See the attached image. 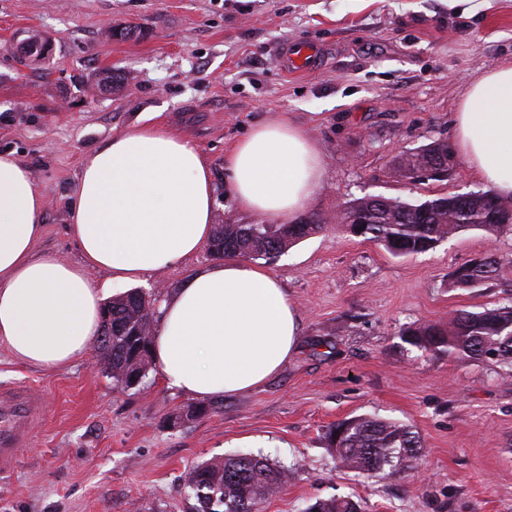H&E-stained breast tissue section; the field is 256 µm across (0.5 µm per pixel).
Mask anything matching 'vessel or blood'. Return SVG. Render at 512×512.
<instances>
[{
	"instance_id": "1",
	"label": "vessel or blood",
	"mask_w": 512,
	"mask_h": 512,
	"mask_svg": "<svg viewBox=\"0 0 512 512\" xmlns=\"http://www.w3.org/2000/svg\"><path fill=\"white\" fill-rule=\"evenodd\" d=\"M323 53L318 46L304 41L284 44L277 62L284 72L304 74L318 67ZM50 397L36 394L30 386L10 389L8 398H0V474L9 472L22 448L28 446L36 425L51 411Z\"/></svg>"
}]
</instances>
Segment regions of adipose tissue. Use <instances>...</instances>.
<instances>
[{"label":"adipose tissue","mask_w":512,"mask_h":512,"mask_svg":"<svg viewBox=\"0 0 512 512\" xmlns=\"http://www.w3.org/2000/svg\"><path fill=\"white\" fill-rule=\"evenodd\" d=\"M456 146L498 195L512 197V64L471 81L454 114ZM325 157L285 120L254 126L224 156L238 208L296 221L322 186ZM211 166L187 136L139 123L85 161L71 196L68 233L81 259L37 252L47 194L13 152H0V344L31 367L87 354L104 302L146 272L173 266L210 238ZM109 275L96 285L93 272ZM299 318L279 279L227 259L192 274L161 303L152 355L164 385L197 398L260 388L298 345Z\"/></svg>","instance_id":"1"}]
</instances>
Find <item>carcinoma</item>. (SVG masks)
I'll list each match as a JSON object with an SVG mask.
<instances>
[{
  "mask_svg": "<svg viewBox=\"0 0 512 512\" xmlns=\"http://www.w3.org/2000/svg\"><path fill=\"white\" fill-rule=\"evenodd\" d=\"M454 168L446 139L398 159L395 169L403 178L420 181L428 171L446 180ZM340 224L393 257L426 252L439 243L469 231H481L492 240L512 232V198L493 191L441 195L423 201L369 195L340 209ZM328 219L307 215L293 224H217L210 250L217 256L257 259L282 253L299 240L323 229ZM492 263L474 258L452 274L455 288L474 289L497 279L512 258L489 254ZM152 295L131 290L112 300L110 328L98 338L102 361L114 386L130 387L132 372L146 377L155 366L151 337L142 335L144 310ZM405 342L425 350L448 348V353L475 361L512 362V304L480 312L459 310L448 329L420 324L405 332ZM330 447L341 465L359 476L397 473L399 460L418 457L422 438L408 425L373 416H355L327 431ZM285 470L258 456L225 457L189 471L187 487L197 501L196 512H257V505L281 486ZM351 499L318 501L307 512H359Z\"/></svg>",
  "mask_w": 512,
  "mask_h": 512,
  "instance_id": "obj_1",
  "label": "carcinoma"
}]
</instances>
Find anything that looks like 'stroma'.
<instances>
[{"label":"stroma","instance_id":"obj_1","mask_svg":"<svg viewBox=\"0 0 512 512\" xmlns=\"http://www.w3.org/2000/svg\"><path fill=\"white\" fill-rule=\"evenodd\" d=\"M115 27L127 39L109 37ZM52 38L46 59L21 46ZM324 45V66L281 71L277 51ZM512 63V0H0V152L11 151L48 194L38 250L78 262L68 199L84 160L140 117L173 126L201 148L216 188L215 221L253 224L227 185L224 153L255 125L285 118L310 133L326 160L307 213L327 216L373 194L412 201L485 184L456 158L445 181L410 182L397 159L452 139L470 81ZM131 81L87 95L103 72ZM487 251L512 258V233H466L394 258L331 225L259 266L276 275L300 320L296 351L259 389L204 400V415L176 423L193 397L151 370L118 389L98 348L54 372L15 362L0 345V386L49 394L15 468L0 478V512H196L190 469L240 455L268 458L286 482L259 512H306L349 497L362 512H512V366L405 343L454 310L512 302V267L480 288L453 287L458 267ZM208 247L143 275L138 288L171 296L217 264ZM372 415L413 426L418 459L392 476L359 477L328 448L329 426Z\"/></svg>","mask_w":512,"mask_h":512}]
</instances>
